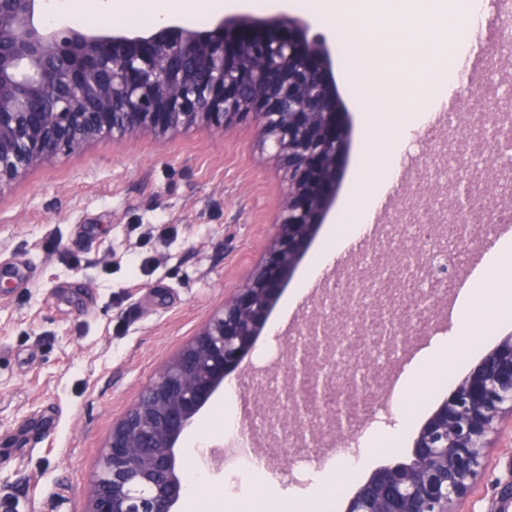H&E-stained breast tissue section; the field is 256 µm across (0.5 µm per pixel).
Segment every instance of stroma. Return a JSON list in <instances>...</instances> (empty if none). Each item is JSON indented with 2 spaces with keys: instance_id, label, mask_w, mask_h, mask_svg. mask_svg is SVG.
<instances>
[{
  "instance_id": "35a3bbf8",
  "label": "stroma",
  "mask_w": 512,
  "mask_h": 512,
  "mask_svg": "<svg viewBox=\"0 0 512 512\" xmlns=\"http://www.w3.org/2000/svg\"><path fill=\"white\" fill-rule=\"evenodd\" d=\"M331 51L332 73L349 130L336 197L344 199L362 149V111L343 80L342 27L312 21ZM287 183L245 121L224 131L199 126L157 140L148 134L100 139L82 152L31 168L0 193V512H85L101 446L142 387L196 334L262 260ZM331 205L274 304L245 369L232 373L234 404L218 396L181 437L178 468L199 448L221 443V415L263 405L252 377L285 378L288 348L318 304L296 292L307 265L337 224ZM429 328L409 334L402 359L376 377L398 382L454 330L447 302ZM420 378L408 403L415 419L402 445L375 454L344 478V497L310 494L332 448L310 449L321 467L279 458L250 482L237 468L217 476L224 495L269 494L302 512H343L348 493L373 472L411 457L423 423L445 400ZM209 434H201L203 422ZM512 417L492 437L486 466L458 512H512Z\"/></svg>"
}]
</instances>
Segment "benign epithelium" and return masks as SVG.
I'll use <instances>...</instances> for the list:
<instances>
[{
    "mask_svg": "<svg viewBox=\"0 0 512 512\" xmlns=\"http://www.w3.org/2000/svg\"><path fill=\"white\" fill-rule=\"evenodd\" d=\"M49 0H0V192L32 166L104 136L165 134L253 119L288 184L265 259L144 387L105 440L86 512H174L185 492L176 447L241 369L282 286L331 204L347 148L326 39L297 17L222 15L206 30L174 20L151 30L100 31L42 22ZM289 348L296 424L266 435L298 448L336 445L347 422L322 407L338 387L328 340L341 322L305 324ZM512 412V337L493 349L426 420L406 463L375 471L346 512H451L483 468L489 436ZM202 471H224V448L200 451Z\"/></svg>",
    "mask_w": 512,
    "mask_h": 512,
    "instance_id": "benign-epithelium-1",
    "label": "benign epithelium"
}]
</instances>
